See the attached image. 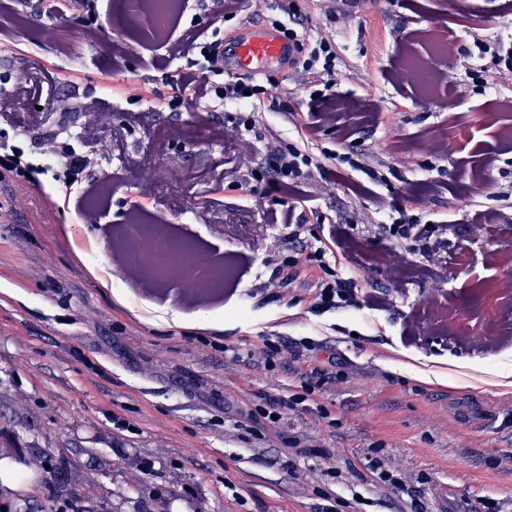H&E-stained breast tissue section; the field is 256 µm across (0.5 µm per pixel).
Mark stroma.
<instances>
[{
  "mask_svg": "<svg viewBox=\"0 0 512 512\" xmlns=\"http://www.w3.org/2000/svg\"><path fill=\"white\" fill-rule=\"evenodd\" d=\"M294 2L307 37L336 43L332 95L373 108L340 141L310 125L325 99L281 66L271 70L278 86L258 120L327 154L295 218L309 243L342 227L344 272L364 295L387 299L384 308L319 315L314 269L300 267L286 286L274 280L287 235L264 222L275 185L227 164L226 145L211 137L223 113L195 104L152 112L131 101L133 87L165 85L117 0H100L96 34L73 41L65 57L37 29L53 24L67 35L81 26L75 0L53 11L45 0H0V77L21 61L33 74L27 87L0 94V143L37 163L69 133L89 161L83 178L106 187L108 206L104 224H88L80 187L57 206L0 170V460L18 464L21 485L0 486V512H512V341L494 352L481 343L489 326L512 325L506 270L487 262L512 254V146L498 136L512 123L502 107L512 101V71L489 82L492 57L468 54L478 41L512 44V0H260L247 29L283 18ZM431 27L447 29L459 49L439 64L448 91L425 109L387 73L409 50L424 54L411 35ZM62 100L70 111L58 110ZM88 101L126 130L111 159L79 139ZM35 105L45 117L32 128ZM168 126L183 134L161 153L156 132ZM442 126L448 153L430 156L423 139ZM334 152L360 154L384 182L330 161ZM173 165L180 178L169 177ZM432 180L447 191L405 197V184ZM134 209L169 234L199 237L209 260L231 264L234 303L214 314L202 299L187 318L185 287L145 291L114 261L104 231ZM483 210L498 212L495 233L478 223ZM215 220L223 236L210 234ZM400 220L447 225L449 250L469 246L466 262L441 278L410 276L420 255L381 230ZM380 253L386 264L376 262ZM435 303L456 316V330L410 343L406 322ZM305 337L319 348L296 355ZM269 338L280 341L271 369ZM332 354L344 377L306 394V376ZM298 396L302 404L280 422H254L266 398ZM486 406L484 426L474 415ZM34 456L43 467H32ZM377 461L397 485L378 480Z\"/></svg>",
  "mask_w": 512,
  "mask_h": 512,
  "instance_id": "stroma-1",
  "label": "stroma"
}]
</instances>
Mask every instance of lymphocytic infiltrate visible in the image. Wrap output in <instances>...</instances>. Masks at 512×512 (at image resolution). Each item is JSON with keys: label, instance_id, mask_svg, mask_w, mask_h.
<instances>
[{"label": "lymphocytic infiltrate", "instance_id": "lymphocytic-infiltrate-1", "mask_svg": "<svg viewBox=\"0 0 512 512\" xmlns=\"http://www.w3.org/2000/svg\"><path fill=\"white\" fill-rule=\"evenodd\" d=\"M299 23L300 13L295 7L277 23L278 28L296 45L297 56L291 61L290 67L306 83L330 90L338 72L335 43L326 36L314 39L305 37L298 30ZM157 39L165 48L157 67L163 72L167 90L155 96L150 105L151 111L178 112L191 102L202 105L210 112L221 110L228 104L233 105L234 113L228 114L223 123L214 126L211 134L215 140L231 146L237 170L255 173L254 141L263 137V131L253 113L268 88L275 86L274 77L268 74L252 77L225 71L224 33L218 29L205 39L190 27L176 38L163 30L158 32ZM181 59L190 62L191 72H170V65ZM370 109V102L364 99L333 98L318 112L317 121L321 127L335 130L341 139L346 140L352 135L351 119L368 115ZM267 151L266 172L280 192L283 205L280 210H269L266 221L284 225L289 240L294 241L300 238L304 227L295 223L294 208L289 201L301 198L302 188L311 179L314 168L319 167L320 158L311 148H302L278 138L267 140ZM43 156V162L36 164L26 160L17 146L0 143V169L12 173L19 183L29 182L36 186L40 185L42 176H52L59 185L58 200H66L71 194L72 178L78 177L84 169L81 156L65 139L52 141ZM438 230L435 224L427 226L399 222L389 225L388 231L392 236L410 241L413 251L423 257L422 263L412 267V276L426 278L447 275L446 258L441 255L440 243L435 239ZM331 253V248L323 244L310 249L304 257L292 255L288 258L291 266L305 261L321 270L313 304L315 312L324 314L366 305L379 306V299L360 297L355 279L332 266Z\"/></svg>", "mask_w": 512, "mask_h": 512}]
</instances>
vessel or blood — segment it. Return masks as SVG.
I'll return each mask as SVG.
<instances>
[{"mask_svg": "<svg viewBox=\"0 0 512 512\" xmlns=\"http://www.w3.org/2000/svg\"><path fill=\"white\" fill-rule=\"evenodd\" d=\"M237 70L259 74L268 63H281L294 55V46L282 32L269 29L255 35L242 33L231 44Z\"/></svg>", "mask_w": 512, "mask_h": 512, "instance_id": "obj_1", "label": "vessel or blood"}]
</instances>
